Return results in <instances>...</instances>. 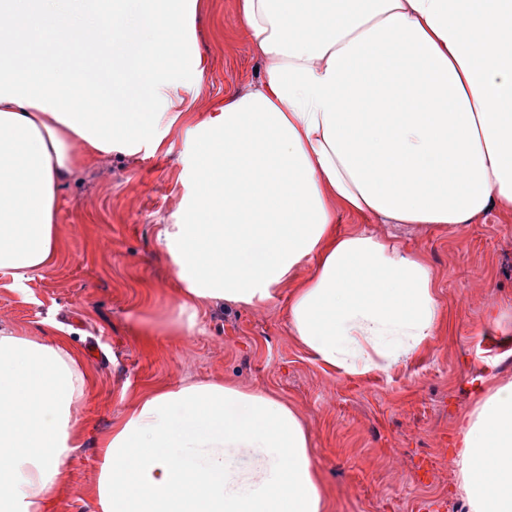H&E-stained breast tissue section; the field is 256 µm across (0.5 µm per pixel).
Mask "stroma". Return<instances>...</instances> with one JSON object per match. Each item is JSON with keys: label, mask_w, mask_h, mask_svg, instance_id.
Segmentation results:
<instances>
[{"label": "stroma", "mask_w": 512, "mask_h": 512, "mask_svg": "<svg viewBox=\"0 0 512 512\" xmlns=\"http://www.w3.org/2000/svg\"><path fill=\"white\" fill-rule=\"evenodd\" d=\"M195 48L203 80L185 73L168 96L203 109L259 78L236 0H206ZM185 135L164 150L113 154L77 173L59 194V257L25 288L0 277V325L19 335L68 336L93 377L72 418L82 431L53 512H99V440L142 392L184 379L266 389L307 425L329 512H468L454 460L475 390L512 381L491 310L512 307V219L487 214L453 230L390 229L357 216L343 232L395 234L436 277L446 325L386 373L349 377L311 359L288 327L289 289L262 308L213 306L195 330L182 316L174 274L158 243L185 187ZM153 331L144 343L142 331Z\"/></svg>", "instance_id": "1"}]
</instances>
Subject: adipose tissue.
<instances>
[{
    "instance_id": "adipose-tissue-1",
    "label": "adipose tissue",
    "mask_w": 512,
    "mask_h": 512,
    "mask_svg": "<svg viewBox=\"0 0 512 512\" xmlns=\"http://www.w3.org/2000/svg\"><path fill=\"white\" fill-rule=\"evenodd\" d=\"M264 75L221 105L164 91L201 0H0V276L59 248L60 188L176 124L190 147L159 241L189 325L290 287L289 326L349 376L415 355L443 322L423 257L337 214L461 228L512 216V0H238ZM162 103L142 104L144 91ZM306 276H299L302 264ZM89 374L65 337L0 328V512H52L81 441ZM469 512H512V381L466 416ZM101 512H328L309 430L264 390L191 381L142 393L101 439Z\"/></svg>"
}]
</instances>
